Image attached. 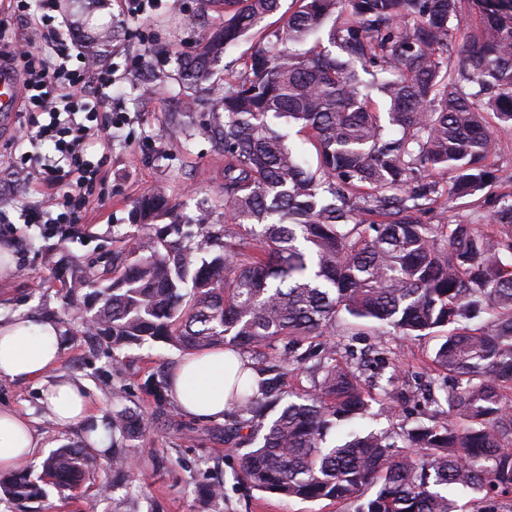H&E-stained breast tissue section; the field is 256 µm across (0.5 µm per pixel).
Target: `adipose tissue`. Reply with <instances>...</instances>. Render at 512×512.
Here are the masks:
<instances>
[{
    "label": "adipose tissue",
    "mask_w": 512,
    "mask_h": 512,
    "mask_svg": "<svg viewBox=\"0 0 512 512\" xmlns=\"http://www.w3.org/2000/svg\"><path fill=\"white\" fill-rule=\"evenodd\" d=\"M60 348V332L52 323L26 318L0 322V377L40 381L50 418L66 427L85 419L94 399L86 381L55 374ZM237 371L234 356L220 349L186 355L170 374V396L198 421L223 420ZM37 446L29 420L18 411L0 409V469L17 467Z\"/></svg>",
    "instance_id": "adipose-tissue-1"
}]
</instances>
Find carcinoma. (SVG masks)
I'll return each instance as SVG.
<instances>
[{
  "label": "carcinoma",
  "instance_id": "obj_1",
  "mask_svg": "<svg viewBox=\"0 0 512 512\" xmlns=\"http://www.w3.org/2000/svg\"><path fill=\"white\" fill-rule=\"evenodd\" d=\"M205 2L224 17L171 79L193 104L216 95L201 128L224 153V229L183 218L169 195L141 196L131 224L153 226L151 245L127 235L102 290L101 271L83 275L96 334L116 349L150 340L278 359L256 383H234L224 412V442L250 447L238 479L258 491L353 512H459L461 488L482 495L476 512L512 505V202L487 224L426 220L498 179L485 115L512 128V0H294L272 31L263 22L280 0ZM470 3L481 24L456 66L451 23ZM254 34L245 78L220 95L203 86ZM322 34L340 54L297 52ZM172 234L193 244L174 251ZM367 324L436 341L429 423L344 431L390 395L364 390L363 364L336 358L334 338ZM299 368L312 386L287 395L283 378ZM150 386L164 410L167 382ZM91 460L61 448L35 479L1 477L0 494L23 506L72 488Z\"/></svg>",
  "mask_w": 512,
  "mask_h": 512
}]
</instances>
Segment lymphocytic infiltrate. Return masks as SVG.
I'll list each match as a JSON object with an SVG mask.
<instances>
[{
	"label": "lymphocytic infiltrate",
	"mask_w": 512,
	"mask_h": 512,
	"mask_svg": "<svg viewBox=\"0 0 512 512\" xmlns=\"http://www.w3.org/2000/svg\"><path fill=\"white\" fill-rule=\"evenodd\" d=\"M27 2L6 0L1 8L18 28L11 32L0 22V40H7L9 48L0 54V66L20 68L21 106L31 128L24 163H9L8 170L24 182L40 175L48 190L61 192L64 203L81 208L99 175L87 158V141L106 146L112 140L111 123L100 119L111 99L112 70L91 61L70 68L76 46L51 22L56 0H40L38 16L29 12ZM45 140L54 141L55 155L39 151Z\"/></svg>",
	"instance_id": "lymphocytic-infiltrate-1"
}]
</instances>
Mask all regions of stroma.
I'll return each mask as SVG.
<instances>
[{"instance_id":"stroma-1","label":"stroma","mask_w":512,"mask_h":512,"mask_svg":"<svg viewBox=\"0 0 512 512\" xmlns=\"http://www.w3.org/2000/svg\"><path fill=\"white\" fill-rule=\"evenodd\" d=\"M89 12L110 29L111 109L117 123L109 146L88 148L104 176L90 187L89 205L62 220L51 235L43 225L23 220L25 206L43 201L36 188L0 182V249L12 263L0 273V319L25 316L59 327L57 370L87 381L95 403L82 424L62 428L45 413L38 381L0 378V408L26 415L40 436L27 462L33 472H41L44 459L58 448L90 447L95 462L80 488H52L44 501L23 507L2 500L0 512H336L326 500L288 501L240 482L241 451L224 443L223 422H199L173 403L156 414L148 381L168 374L182 358L181 350L161 342L113 349L110 339L84 331L64 307L65 285H74L86 267H103L121 246L141 195L165 191L186 216L196 217L205 208L211 225L224 223V156L198 130V112L186 111L169 80L175 55L197 51L215 14H204L201 0H142L138 7L132 0H72L70 9L56 12V24L68 30ZM506 190L500 180L477 195L449 202L445 223L489 219ZM336 343L344 360L365 358L369 377L377 352H389L399 362L401 381L390 399L373 403L365 430L426 422L431 406L423 393L433 340L378 335L367 328L357 336L337 337ZM119 410L143 415L145 433L115 428ZM189 426L195 430L191 439L184 436ZM116 456L133 460L134 468L114 471ZM216 482L224 486L223 498L201 494L202 485ZM104 485L109 491L103 495Z\"/></svg>"}]
</instances>
